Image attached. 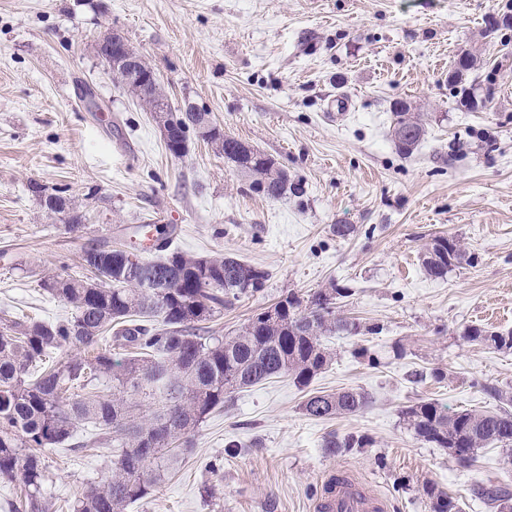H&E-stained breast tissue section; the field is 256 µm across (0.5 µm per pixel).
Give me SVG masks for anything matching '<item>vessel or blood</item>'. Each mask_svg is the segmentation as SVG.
Returning a JSON list of instances; mask_svg holds the SVG:
<instances>
[{
    "label": "vessel or blood",
    "mask_w": 512,
    "mask_h": 512,
    "mask_svg": "<svg viewBox=\"0 0 512 512\" xmlns=\"http://www.w3.org/2000/svg\"><path fill=\"white\" fill-rule=\"evenodd\" d=\"M314 512H388L386 499L352 471H328L321 493L314 502Z\"/></svg>",
    "instance_id": "obj_1"
}]
</instances>
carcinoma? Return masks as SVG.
Wrapping results in <instances>:
<instances>
[{
	"instance_id": "cac0c4a2",
	"label": "carcinoma",
	"mask_w": 512,
	"mask_h": 512,
	"mask_svg": "<svg viewBox=\"0 0 512 512\" xmlns=\"http://www.w3.org/2000/svg\"><path fill=\"white\" fill-rule=\"evenodd\" d=\"M475 66L474 57H458L452 86L462 103L472 101L462 85L464 73ZM162 106L175 120V145L189 132L211 142L215 150L249 178L254 190L277 199L288 194V174L271 157L255 148L240 151L242 142L213 130L204 134L197 124L204 112H174L165 90L149 109ZM425 127L419 114L398 101L393 106L392 135L403 153L420 142ZM29 190L48 211L66 218L68 229L88 228V211L75 199L48 194L37 182ZM164 255L141 257L136 248L114 246L104 237L83 249L81 266L87 278L46 274L39 286L70 305L75 314L58 322L34 319L0 320V476L18 478L26 489L25 512H50L43 494L48 469L41 448L61 445L73 436L76 423L92 422L118 450L110 475L101 485L83 491L71 505L73 512H126L129 504L150 494L161 472L173 469L191 447L190 437L224 398L235 390L260 384L280 375L306 386L331 360L321 337L345 332L357 336L375 333L377 326L336 315L334 287L316 292L307 301L293 293L274 304L272 321L255 316L232 336H210L203 323L220 315L236 301L263 291L268 272L229 254L195 256L159 246ZM466 260L459 242L447 236L433 239L422 255L427 275L442 278ZM144 268L139 280L127 277L128 264ZM130 349L127 358H112L105 338ZM470 342L498 350L512 349V332L470 327ZM76 354L54 365H43L56 351ZM112 382V393L80 398L71 390L94 381ZM503 403L495 411L450 412L432 401H419L402 410L413 434L437 448L448 449L462 466L478 450L497 444L512 452V393L488 388ZM365 393L355 389L312 394L304 411L315 418H332L361 411ZM370 444L366 436L335 434L324 439L331 453L349 452ZM424 492L430 512H462L458 501L434 485ZM474 495L497 507L512 497V490L493 483L474 488Z\"/></svg>"
}]
</instances>
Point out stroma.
Segmentation results:
<instances>
[{"label":"stroma","instance_id":"35a3bbf8","mask_svg":"<svg viewBox=\"0 0 512 512\" xmlns=\"http://www.w3.org/2000/svg\"><path fill=\"white\" fill-rule=\"evenodd\" d=\"M491 19L499 27L489 36ZM109 27L175 107L210 112L302 193L253 191L195 137L183 157L170 155L150 112L94 54ZM464 50L476 59L471 110L448 81ZM397 101L425 119L408 156L390 134ZM32 180L69 190L113 241L164 224L177 229L175 250L268 271L262 292L209 322L213 335L287 294L334 286L348 291L341 315L380 327L323 337L332 360L308 386L283 375L232 393L177 469L127 512H313L336 468L386 496L390 512H429L428 484L462 512H491L474 487L512 486L500 447L463 467L401 418L421 399L493 411L487 386L512 388V349L462 338L471 326L512 331V0H0V317L64 320L71 307L38 280L82 274L88 236L41 206ZM336 224L357 231L341 239ZM438 236L459 240L471 260L436 279L419 256ZM361 346L367 357H355ZM437 368L444 379L432 377ZM345 389L366 392V407L330 419L302 409L310 394ZM332 433L371 443L331 455L322 443ZM45 458L52 512H71L116 450L80 422Z\"/></svg>","mask_w":512,"mask_h":512}]
</instances>
